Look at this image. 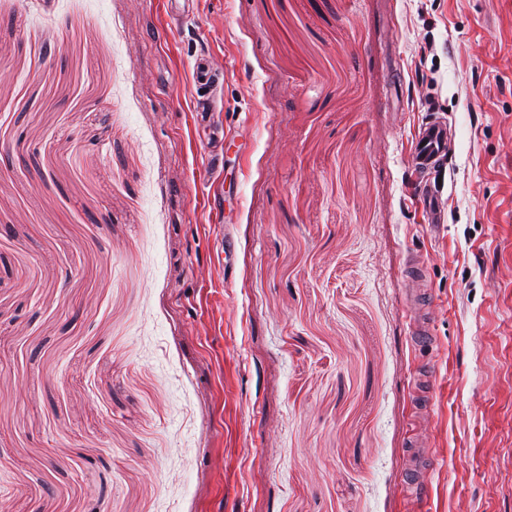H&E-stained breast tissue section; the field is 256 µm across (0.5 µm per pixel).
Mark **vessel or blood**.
Wrapping results in <instances>:
<instances>
[{
  "label": "vessel or blood",
  "mask_w": 512,
  "mask_h": 512,
  "mask_svg": "<svg viewBox=\"0 0 512 512\" xmlns=\"http://www.w3.org/2000/svg\"><path fill=\"white\" fill-rule=\"evenodd\" d=\"M192 72L194 85L207 92L206 98L196 101V111H215L221 92L217 69L210 58L200 56L195 59ZM449 135L447 119L439 115L434 116L419 127L410 150V163L420 175L415 191L424 221L428 224H439L443 221L439 192L432 185L430 175L448 153ZM408 267L413 273L410 295L416 300L415 305L410 306L408 311L411 339L416 346L429 349L434 347L436 342L431 322L433 299L429 288L418 276V256L409 258ZM434 379V366L426 364L422 366L414 384L413 433L406 450L408 467L402 493L415 512H420L428 496L427 477L436 464V453L434 448L430 447L426 434V424L432 414Z\"/></svg>",
  "instance_id": "1"
}]
</instances>
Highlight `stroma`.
I'll list each match as a JSON object with an SVG mask.
<instances>
[{"label":"stroma","instance_id":"stroma-1","mask_svg":"<svg viewBox=\"0 0 512 512\" xmlns=\"http://www.w3.org/2000/svg\"><path fill=\"white\" fill-rule=\"evenodd\" d=\"M166 11L0 0V512H410L413 253L427 512H512V0H194L160 44ZM193 84L198 89H207L206 98L195 103L196 112H215L218 96L221 92L220 76L210 58L197 57L193 67ZM433 115L434 118L418 128L410 150V163L421 177L415 191L425 223L444 224L439 191L431 184L430 174L448 154L450 128L445 117L439 113ZM421 261L417 255L408 259V268L414 274L411 278L412 288H408L411 297L418 298L422 303L408 305V320L411 330V340L420 348L433 349L436 339L431 322L433 299L429 288L420 278ZM435 368L423 364L414 384L413 428L406 457L408 467L404 477L402 493L415 511H421L427 499L429 486L427 477L436 464L435 449L429 445L426 424L432 414V390Z\"/></svg>","mask_w":512,"mask_h":512}]
</instances>
